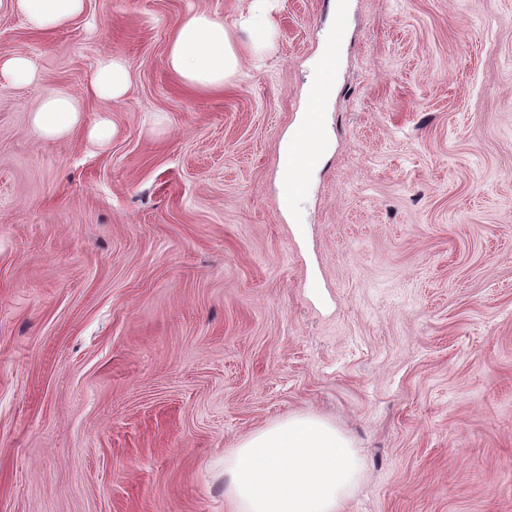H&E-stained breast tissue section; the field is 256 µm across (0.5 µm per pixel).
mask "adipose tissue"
Listing matches in <instances>:
<instances>
[{
    "label": "adipose tissue",
    "mask_w": 512,
    "mask_h": 512,
    "mask_svg": "<svg viewBox=\"0 0 512 512\" xmlns=\"http://www.w3.org/2000/svg\"><path fill=\"white\" fill-rule=\"evenodd\" d=\"M7 2L41 31L63 28L85 10V0ZM273 2L250 0L239 17L253 57H265L272 48ZM166 62L184 84L199 91L223 88L240 69L238 48L223 20L203 11L190 14L174 32ZM130 83L127 62L105 55L97 63L90 92L115 101ZM82 112L80 99L54 93L33 112L32 127L40 137L65 138L79 128ZM361 469L351 439L335 424L296 413L255 430L225 454V495L235 512H343Z\"/></svg>",
    "instance_id": "ef3b65f1"
}]
</instances>
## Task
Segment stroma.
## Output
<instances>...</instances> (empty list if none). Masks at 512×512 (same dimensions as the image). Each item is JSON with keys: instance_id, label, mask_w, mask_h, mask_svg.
<instances>
[{"instance_id": "stroma-1", "label": "stroma", "mask_w": 512, "mask_h": 512, "mask_svg": "<svg viewBox=\"0 0 512 512\" xmlns=\"http://www.w3.org/2000/svg\"><path fill=\"white\" fill-rule=\"evenodd\" d=\"M248 4L0 10L40 73L0 75V512H231L225 451L291 413L358 449L345 512H512V0H277L261 61ZM195 11L241 56L217 92L166 64ZM106 54L116 102L87 93ZM50 93L84 99L69 137L30 126ZM4 1L41 31L63 28L85 10V0H1L0 8ZM131 72L127 62L117 55L102 56L96 66L90 93L102 100L115 101L128 90ZM308 164L309 156L301 150L297 155L294 169L289 173L288 178L284 182L281 194L282 206L287 207L291 205L295 197L303 190L305 184L303 173L307 169Z\"/></svg>"}]
</instances>
